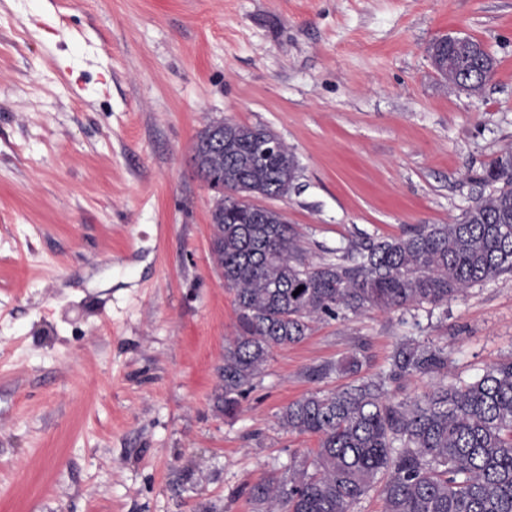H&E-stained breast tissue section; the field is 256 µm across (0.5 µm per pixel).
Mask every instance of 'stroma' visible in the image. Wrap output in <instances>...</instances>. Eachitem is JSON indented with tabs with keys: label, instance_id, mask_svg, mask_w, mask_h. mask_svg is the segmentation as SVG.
Wrapping results in <instances>:
<instances>
[{
	"label": "stroma",
	"instance_id": "35a3bbf8",
	"mask_svg": "<svg viewBox=\"0 0 512 512\" xmlns=\"http://www.w3.org/2000/svg\"><path fill=\"white\" fill-rule=\"evenodd\" d=\"M445 35L494 56L481 93L437 75ZM224 118L296 153L295 189L261 204L309 262L453 223L512 149V0H0V512H253L250 487L318 445L279 427L289 402L386 375L408 338L448 366L388 383L399 400L512 355L504 277L316 322L225 417L239 329L191 160Z\"/></svg>",
	"mask_w": 512,
	"mask_h": 512
}]
</instances>
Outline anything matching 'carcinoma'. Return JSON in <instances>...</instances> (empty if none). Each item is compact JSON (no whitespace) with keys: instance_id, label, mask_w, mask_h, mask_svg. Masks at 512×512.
Here are the masks:
<instances>
[{"instance_id":"1","label":"carcinoma","mask_w":512,"mask_h":512,"mask_svg":"<svg viewBox=\"0 0 512 512\" xmlns=\"http://www.w3.org/2000/svg\"><path fill=\"white\" fill-rule=\"evenodd\" d=\"M449 70L480 58L463 37L443 45ZM496 63L471 74L481 91ZM197 134L192 161L217 192L212 252L234 294L239 336L224 349L219 400L232 418L276 346L303 341L312 324L339 312L446 305L467 289L512 276V152L495 157L482 181L493 186L452 224H418L399 237L370 240L318 266L281 212L247 211L234 194L285 197L299 176L293 150L271 129L224 120L217 145ZM274 142L264 155L260 143ZM302 291H297L298 287ZM298 295H293V292ZM361 361L313 367L320 379L355 373ZM448 367L440 347L407 340L378 380L288 403L277 419L289 432L317 436L318 447L288 465V478L253 485L255 512H350L379 488L384 512H512V357L472 381L442 385L416 401H395L386 381Z\"/></svg>"}]
</instances>
